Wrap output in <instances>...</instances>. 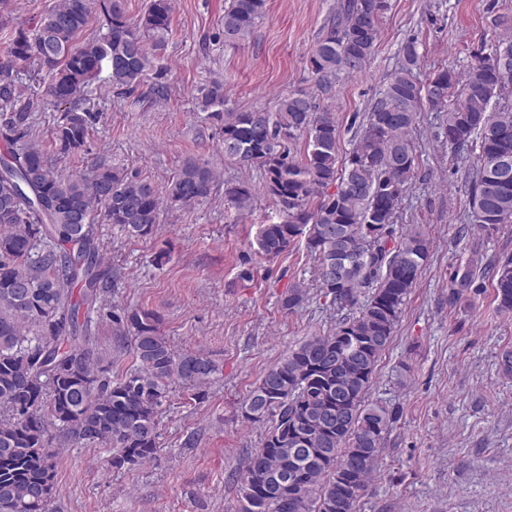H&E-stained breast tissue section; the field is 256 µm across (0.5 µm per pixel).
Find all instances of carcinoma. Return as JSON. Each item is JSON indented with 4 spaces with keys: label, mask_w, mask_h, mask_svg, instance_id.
Listing matches in <instances>:
<instances>
[{
    "label": "carcinoma",
    "mask_w": 512,
    "mask_h": 512,
    "mask_svg": "<svg viewBox=\"0 0 512 512\" xmlns=\"http://www.w3.org/2000/svg\"><path fill=\"white\" fill-rule=\"evenodd\" d=\"M390 8L391 0H340L308 60L324 87L364 72ZM266 11L267 0H228L224 41L248 37ZM94 14L101 32L76 44ZM171 15V0H151L134 25L125 0H61L0 52V512H49L55 431L109 445L117 470L152 461L172 382L205 384L218 372L204 355L177 352L153 312L106 309L112 279L101 270L96 238L100 215L130 237H153L162 206H191L210 194L211 163L186 159L159 190L105 163L88 177L66 174L30 136L33 112L48 100L64 104L53 131L57 156L83 151L98 118L83 107L85 90L105 68L113 86L135 90L152 64L146 41L163 45ZM400 56L369 111L352 116L353 144L343 157L332 111L307 94L279 97L273 112L238 111L227 106L223 82L200 89V111L223 125L224 157L259 168L260 190L278 207L280 220L258 227L257 253L273 260L304 244L321 295L353 310L292 350L241 400L245 420L272 419L238 481L241 512H356L399 418V408L367 394L430 257L426 236L397 229L416 168L409 132L423 104L447 112L448 145L478 150L468 181L471 223L490 233L512 222V107L501 92L512 37L465 73L442 68L424 82L417 40L407 39ZM32 64L49 82L27 97L19 79ZM254 193L249 182H224V200L238 211ZM336 259L348 269L329 280L324 269ZM480 278L491 280L497 309L511 313L512 255L481 269L457 267L448 302L479 290ZM307 295L293 283L282 307L294 312ZM104 320L117 339H131L133 368L116 381L112 350L96 336Z\"/></svg>",
    "instance_id": "1"
}]
</instances>
